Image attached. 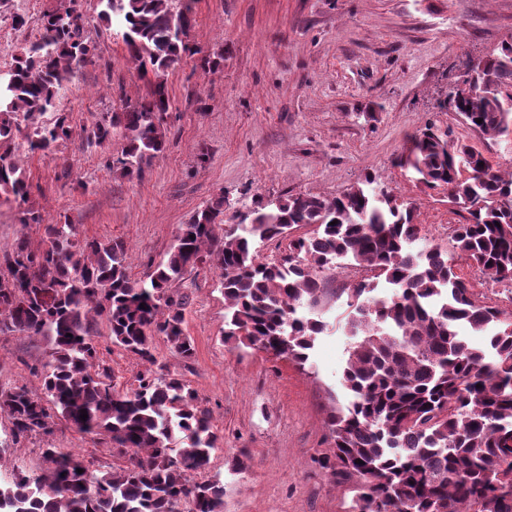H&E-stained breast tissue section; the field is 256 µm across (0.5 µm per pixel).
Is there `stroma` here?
<instances>
[{
    "mask_svg": "<svg viewBox=\"0 0 512 512\" xmlns=\"http://www.w3.org/2000/svg\"><path fill=\"white\" fill-rule=\"evenodd\" d=\"M55 0H0V69L34 40ZM96 62L76 72L56 102L73 131L55 153H19L32 185L31 200L45 224L67 216L79 237L121 239L131 278H142L170 250L180 225L211 199L229 201L231 223L257 201L289 194L331 198L376 175L415 203L422 234L451 249L452 212L442 191H420L394 166L408 135L425 123L452 127L493 164L512 169V146L484 141L443 108L469 60L512 41V0H195L191 40L202 55L220 59L207 70L199 56H184L166 75L171 102L168 148L127 180L104 166L127 141L114 132L100 147H83L79 133L93 118L122 109V95L145 93L120 37L99 24L98 0H78ZM27 20L12 25L13 14ZM322 318L306 366L249 347L224 344V289L215 259L179 282L190 304L185 332L191 361L164 338L154 354L195 389L219 435L210 475L224 482V512H348L354 484L322 468L331 455L326 417L350 401L343 370L352 340L333 324L342 313L333 289L344 280L323 272ZM100 356L117 389L135 388L138 356L99 336ZM48 347L39 337L0 336V387L42 395L37 371ZM68 448L96 467L117 460L105 437L59 423L8 449L0 468L43 469L42 450Z\"/></svg>",
    "mask_w": 512,
    "mask_h": 512,
    "instance_id": "obj_1",
    "label": "stroma"
}]
</instances>
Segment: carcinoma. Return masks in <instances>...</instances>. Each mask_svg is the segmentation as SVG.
Listing matches in <instances>:
<instances>
[{
    "label": "carcinoma",
    "mask_w": 512,
    "mask_h": 512,
    "mask_svg": "<svg viewBox=\"0 0 512 512\" xmlns=\"http://www.w3.org/2000/svg\"><path fill=\"white\" fill-rule=\"evenodd\" d=\"M99 5V21L154 81L125 98L123 111L84 126L82 145L100 146L122 128L127 146L105 166L141 180L168 144V71L186 54L220 62L191 45L192 0ZM87 24L75 0H56L39 36L0 71V203L17 204L24 229L44 218L29 204L32 186L15 152L50 155L70 139L66 116H44L75 71L95 63ZM469 68L472 93L444 105L483 139L512 142V42ZM394 164L467 212L452 251L415 249V207L371 174L332 199L308 193L270 202L228 230L221 194L180 225L167 259L139 280L127 272L120 239L79 240L67 220L45 224L36 246L20 232L12 249L0 250V336H40L50 348L38 369L43 396L0 389L11 441L50 435L62 419L104 436L123 465L98 476L93 461L51 445L42 449L46 469L0 477V512H224V481L206 475L219 442L211 412L154 354L161 336L181 359L194 357L184 330L189 297L173 285L211 256L222 270L224 343L298 364L328 327L318 274L340 260L365 273L337 295L345 311L336 325L354 338L343 372L352 401L327 416L333 448L323 460L357 481L351 512H512V497L501 493L512 486V314L479 301L457 273L465 259L512 288V170L433 123L407 138ZM301 226L315 230L293 235ZM278 238L289 240L288 254L261 261L256 243ZM381 279L394 289L388 298L374 295ZM101 320L112 344L145 364L132 391L116 389L101 362ZM462 326L486 346L469 344Z\"/></svg>",
    "instance_id": "1"
}]
</instances>
